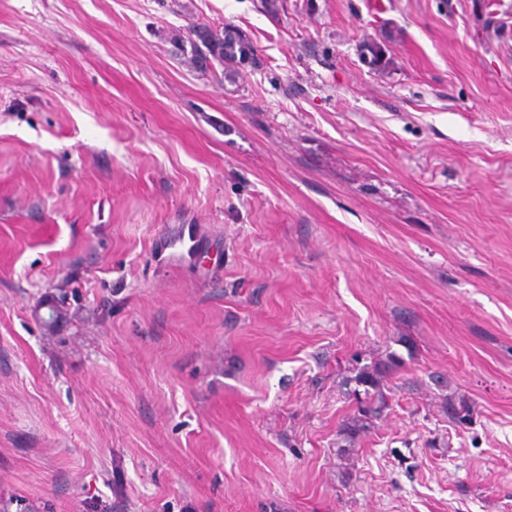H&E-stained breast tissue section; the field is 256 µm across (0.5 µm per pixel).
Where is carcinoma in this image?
I'll return each instance as SVG.
<instances>
[{
	"label": "carcinoma",
	"mask_w": 512,
	"mask_h": 512,
	"mask_svg": "<svg viewBox=\"0 0 512 512\" xmlns=\"http://www.w3.org/2000/svg\"><path fill=\"white\" fill-rule=\"evenodd\" d=\"M188 44L190 47V62L196 70L206 75L215 69V64L224 66L223 75L233 80L236 70L231 68L235 63L242 64L253 59L254 49L249 40L241 32L232 27L214 29L207 24H197L189 30ZM356 385L363 387L365 398L373 396L383 399L378 391L376 372L362 370L355 377ZM372 408L358 401V415L352 419L350 430L358 431L366 428Z\"/></svg>",
	"instance_id": "cac0c4a2"
}]
</instances>
